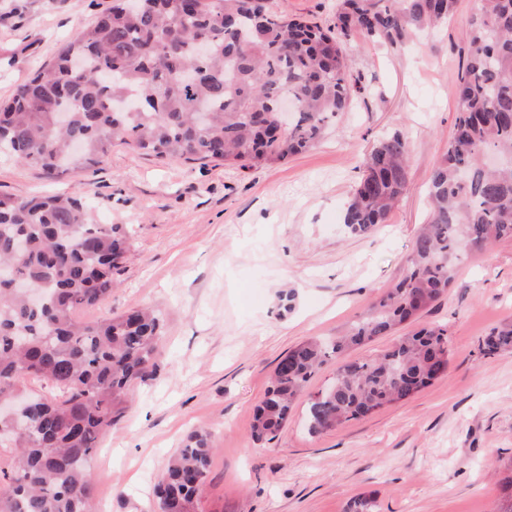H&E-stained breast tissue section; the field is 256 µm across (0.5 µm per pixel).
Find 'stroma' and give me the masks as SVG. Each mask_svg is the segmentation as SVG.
<instances>
[{
    "label": "stroma",
    "mask_w": 512,
    "mask_h": 512,
    "mask_svg": "<svg viewBox=\"0 0 512 512\" xmlns=\"http://www.w3.org/2000/svg\"><path fill=\"white\" fill-rule=\"evenodd\" d=\"M110 4L0 0V100ZM475 8L457 0L434 37L400 48L350 39L361 95L320 145L269 166L169 163L116 145L99 165L48 174L0 156V193L76 194L97 223L132 230L117 287L80 318L149 306L163 319L154 375L90 463L97 512H157L154 487L193 433L214 448L202 512H344L362 494L376 512H499L512 474V353L483 357L478 346L512 322V239L463 260L447 296L402 327H447L444 376L313 435L309 398L335 378L334 359L274 439L250 437L280 359L341 332L400 278L453 132ZM394 130L410 144L408 191L386 224L352 235L343 219L358 167Z\"/></svg>",
    "instance_id": "1"
}]
</instances>
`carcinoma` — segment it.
I'll list each match as a JSON object with an SVG mask.
<instances>
[{"mask_svg": "<svg viewBox=\"0 0 512 512\" xmlns=\"http://www.w3.org/2000/svg\"><path fill=\"white\" fill-rule=\"evenodd\" d=\"M112 0L50 63L0 101V153L47 173L105 161L120 142L170 163L241 169L317 146L360 91L346 39L394 47L446 22L455 0H340L332 24L285 19L247 0ZM467 63L448 148L433 168L425 227L399 281L346 332L286 355L257 406L251 437L275 436L311 377L346 349L392 335L448 294L458 263L512 239V0H477L465 33ZM299 108L279 134L278 105ZM410 146L394 130L375 141L344 216L354 234L387 222L408 190ZM130 229L97 224L78 198L0 194V402L27 379L46 384L0 441L15 451L0 467V512H95L89 462L119 422L131 389L154 374L162 331L151 310L92 322L74 312L112 293ZM41 292L37 304L12 287ZM482 354L512 352V324L492 329ZM447 330L422 328L390 349L339 368L307 409L319 434L399 403L444 375ZM209 436L194 434L156 488L159 512H197L207 482Z\"/></svg>", "mask_w": 512, "mask_h": 512, "instance_id": "carcinoma-1", "label": "carcinoma"}]
</instances>
